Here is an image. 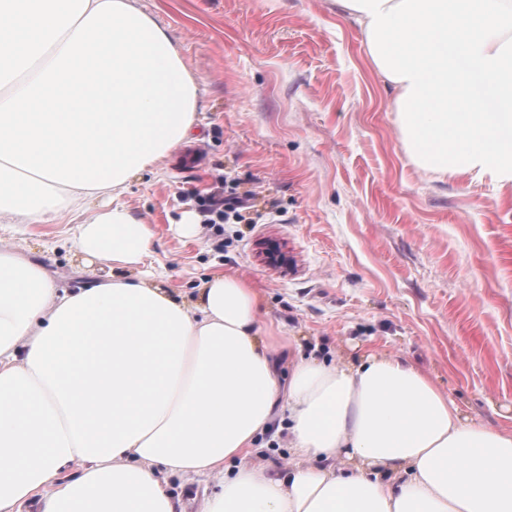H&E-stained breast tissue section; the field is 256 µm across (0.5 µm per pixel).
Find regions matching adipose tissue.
Returning a JSON list of instances; mask_svg holds the SVG:
<instances>
[{
	"mask_svg": "<svg viewBox=\"0 0 512 512\" xmlns=\"http://www.w3.org/2000/svg\"><path fill=\"white\" fill-rule=\"evenodd\" d=\"M137 2L0 0V50L18 32L28 48L60 47L0 110V224L77 206L71 250L111 269L69 290L0 249V512H175L176 475L215 478L201 512H512V431L463 417L405 358L303 360L284 382L246 281L215 274L185 301L131 277L153 234L118 199L192 136L200 107L166 28ZM455 2L336 0L394 88L409 158L443 179L512 183V0ZM72 69L103 74L107 119L49 109ZM21 111L34 117L23 150L10 144ZM61 149L59 164L30 159ZM282 428L296 459L273 477L246 458Z\"/></svg>",
	"mask_w": 512,
	"mask_h": 512,
	"instance_id": "ef3b65f1",
	"label": "adipose tissue"
}]
</instances>
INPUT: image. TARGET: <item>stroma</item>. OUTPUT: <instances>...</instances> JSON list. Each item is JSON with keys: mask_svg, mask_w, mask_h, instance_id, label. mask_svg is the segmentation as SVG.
Masks as SVG:
<instances>
[{"mask_svg": "<svg viewBox=\"0 0 512 512\" xmlns=\"http://www.w3.org/2000/svg\"><path fill=\"white\" fill-rule=\"evenodd\" d=\"M170 31L200 91L194 139L129 184L120 202L154 235L143 270L177 298L215 273L258 288L265 336L296 358L403 356L470 419L512 428V184L438 179L406 156L393 91L361 27L335 0H139ZM251 191L252 223L204 224L198 196ZM199 220L184 237L182 215ZM80 221L0 226V248L63 288L107 273L64 247ZM281 242L289 270L260 255ZM287 434L249 465L287 474ZM212 479L172 476L176 512H199Z\"/></svg>", "mask_w": 512, "mask_h": 512, "instance_id": "stroma-1", "label": "stroma"}]
</instances>
